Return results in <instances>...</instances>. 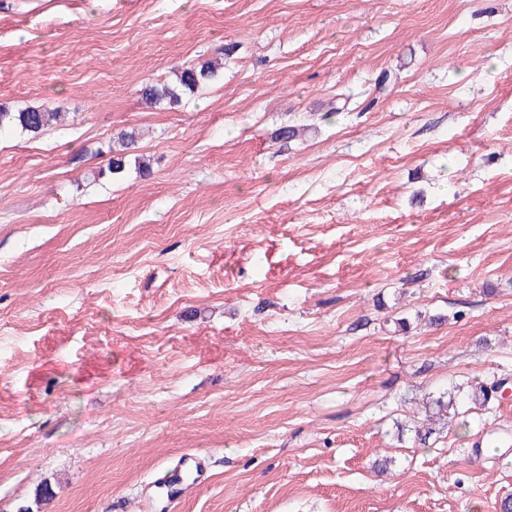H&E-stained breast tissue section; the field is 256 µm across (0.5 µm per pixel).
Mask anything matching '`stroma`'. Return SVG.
<instances>
[{"mask_svg":"<svg viewBox=\"0 0 512 512\" xmlns=\"http://www.w3.org/2000/svg\"><path fill=\"white\" fill-rule=\"evenodd\" d=\"M0 104L65 114L0 132V512L512 495V0H0ZM221 61H202L194 65L178 68L174 71L175 84L156 83L142 89V98L149 106L166 102L173 107L181 102L182 97L193 95L207 81L218 75ZM136 135L135 133H122L118 137V142L121 145V149H112L110 152L112 156L108 159L107 170L111 175H120L125 171L127 165V159L131 156V148L135 144Z\"/></svg>","mask_w":512,"mask_h":512,"instance_id":"stroma-1","label":"stroma"}]
</instances>
